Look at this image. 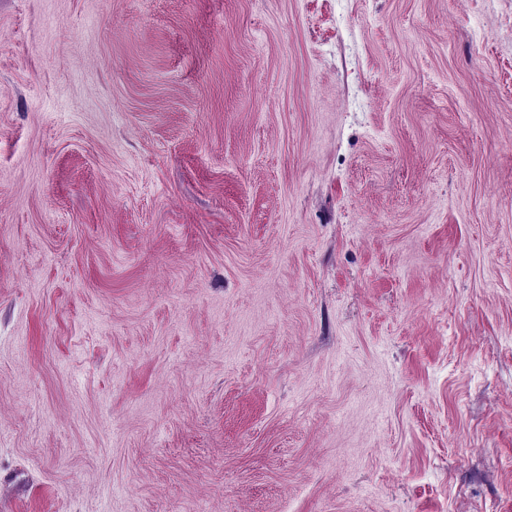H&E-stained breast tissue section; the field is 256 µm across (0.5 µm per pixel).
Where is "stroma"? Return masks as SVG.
Masks as SVG:
<instances>
[{"label": "stroma", "mask_w": 512, "mask_h": 512, "mask_svg": "<svg viewBox=\"0 0 512 512\" xmlns=\"http://www.w3.org/2000/svg\"><path fill=\"white\" fill-rule=\"evenodd\" d=\"M0 512H512V0H0Z\"/></svg>", "instance_id": "stroma-1"}]
</instances>
